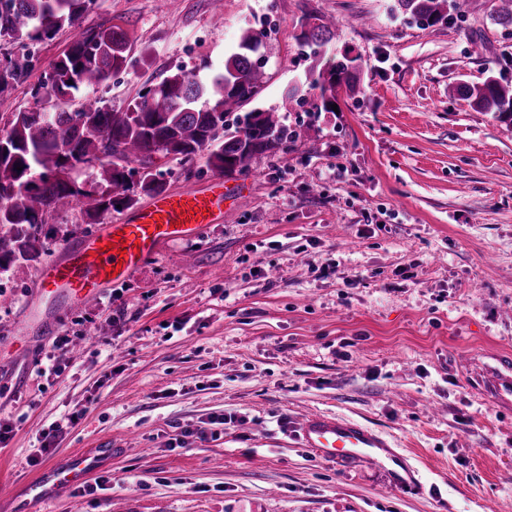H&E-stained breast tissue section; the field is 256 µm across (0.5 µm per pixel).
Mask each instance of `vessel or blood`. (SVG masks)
I'll list each match as a JSON object with an SVG mask.
<instances>
[{
	"mask_svg": "<svg viewBox=\"0 0 512 512\" xmlns=\"http://www.w3.org/2000/svg\"><path fill=\"white\" fill-rule=\"evenodd\" d=\"M241 190L216 177L204 190L164 193L138 208L130 218L104 225L94 236L69 244L63 258L45 264L38 274L37 296L59 307H73L100 297L105 286L137 275L166 244L192 238L224 211L225 201L239 202ZM469 377L480 393L498 407L512 408V359L493 357L473 364ZM305 447L322 458L346 463L362 459L390 462L395 485H414L416 472L403 463L391 441L357 421L332 415L307 416L296 428ZM112 449L84 448L44 467L26 487L32 499L51 501L84 484Z\"/></svg>",
	"mask_w": 512,
	"mask_h": 512,
	"instance_id": "vessel-or-blood-1",
	"label": "vessel or blood"
}]
</instances>
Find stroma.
<instances>
[{"label": "stroma", "instance_id": "stroma-1", "mask_svg": "<svg viewBox=\"0 0 512 512\" xmlns=\"http://www.w3.org/2000/svg\"><path fill=\"white\" fill-rule=\"evenodd\" d=\"M393 0H91L85 28L117 25L134 65L94 89L115 110L183 69L207 80L243 30L275 23L255 106H287L305 133L255 160L241 205L165 245L128 282L52 310L56 331L0 357V512L43 464L107 443L94 495L48 512H512V411L466 380L470 358L512 353V122L449 99L457 83L512 81V26L497 0L420 27ZM336 17L328 58L359 57L333 112L285 105L309 62L302 19ZM36 43L0 125L76 36ZM167 191L205 188L203 160L158 158ZM79 209L50 220L46 258L94 235ZM39 264L0 274V345L20 333ZM66 336L55 350L56 336ZM56 352L60 375L44 374ZM313 413L385 433L417 471L320 458L296 424ZM227 425L214 423L217 415ZM77 416L47 454L43 434Z\"/></svg>", "mask_w": 512, "mask_h": 512}]
</instances>
